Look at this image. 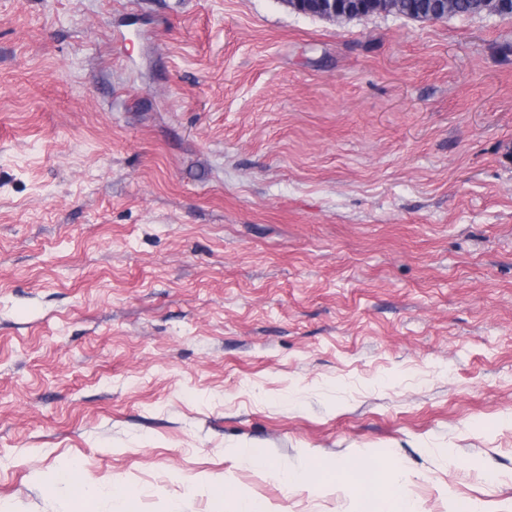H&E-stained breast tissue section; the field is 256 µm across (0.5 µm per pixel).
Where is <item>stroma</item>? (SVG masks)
I'll return each instance as SVG.
<instances>
[{"instance_id": "obj_1", "label": "stroma", "mask_w": 512, "mask_h": 512, "mask_svg": "<svg viewBox=\"0 0 512 512\" xmlns=\"http://www.w3.org/2000/svg\"><path fill=\"white\" fill-rule=\"evenodd\" d=\"M72 469L95 512H512V19L0 0V512ZM360 471L359 468L336 465V472H330L322 465L313 464L307 471L289 475L288 481L292 486L320 485L325 483L328 477L339 483L358 482ZM361 512H411L410 501L406 492V484L396 478L391 487L390 495L379 502L371 495H366L362 500Z\"/></svg>"}]
</instances>
